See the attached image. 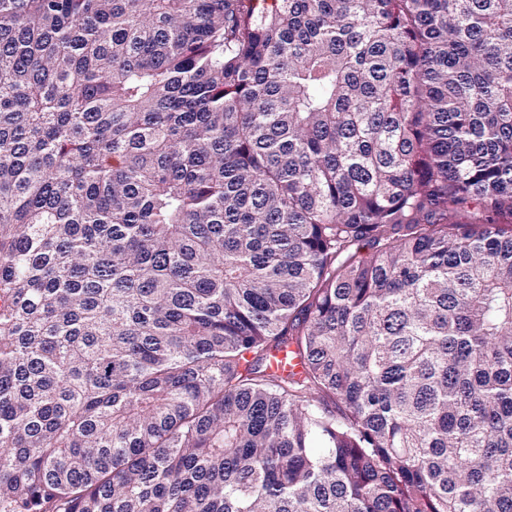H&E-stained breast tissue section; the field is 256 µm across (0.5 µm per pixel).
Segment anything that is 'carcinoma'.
I'll return each instance as SVG.
<instances>
[{
  "label": "carcinoma",
  "mask_w": 512,
  "mask_h": 512,
  "mask_svg": "<svg viewBox=\"0 0 512 512\" xmlns=\"http://www.w3.org/2000/svg\"><path fill=\"white\" fill-rule=\"evenodd\" d=\"M0 512H512V0H0Z\"/></svg>",
  "instance_id": "obj_1"
}]
</instances>
